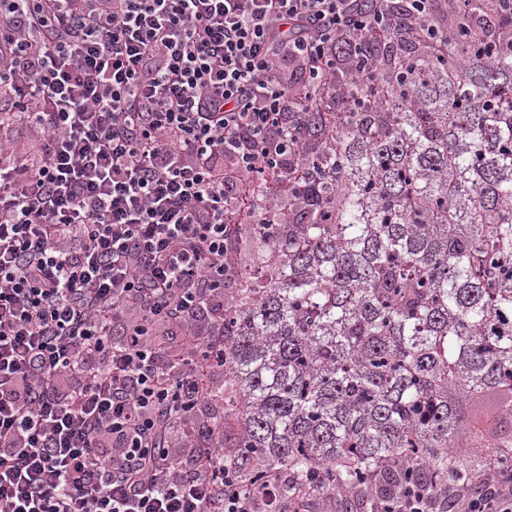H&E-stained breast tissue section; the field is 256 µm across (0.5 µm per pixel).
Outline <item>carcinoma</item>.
Returning a JSON list of instances; mask_svg holds the SVG:
<instances>
[{"label":"carcinoma","instance_id":"cac0c4a2","mask_svg":"<svg viewBox=\"0 0 512 512\" xmlns=\"http://www.w3.org/2000/svg\"><path fill=\"white\" fill-rule=\"evenodd\" d=\"M473 6L444 58L362 45L371 106L306 121L300 204L224 311V462L250 488L284 471L335 512L512 473V54L464 62Z\"/></svg>","mask_w":512,"mask_h":512}]
</instances>
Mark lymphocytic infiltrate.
<instances>
[{
  "label": "lymphocytic infiltrate",
  "instance_id": "obj_1",
  "mask_svg": "<svg viewBox=\"0 0 512 512\" xmlns=\"http://www.w3.org/2000/svg\"><path fill=\"white\" fill-rule=\"evenodd\" d=\"M448 4L0 0V512H309L224 462L225 285L301 198L309 113L363 105L337 43L447 52ZM500 18L478 0L472 59L512 52ZM452 505L512 512V476Z\"/></svg>",
  "mask_w": 512,
  "mask_h": 512
}]
</instances>
